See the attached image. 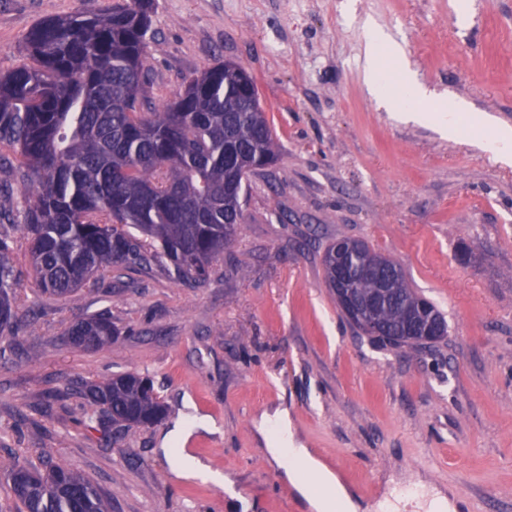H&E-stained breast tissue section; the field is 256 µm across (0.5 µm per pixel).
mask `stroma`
<instances>
[{
  "instance_id": "35a3bbf8",
  "label": "stroma",
  "mask_w": 512,
  "mask_h": 512,
  "mask_svg": "<svg viewBox=\"0 0 512 512\" xmlns=\"http://www.w3.org/2000/svg\"><path fill=\"white\" fill-rule=\"evenodd\" d=\"M115 0H0V71L26 63L39 20ZM154 0L147 96L171 99L232 60L254 77L279 154L250 176L244 222L209 278L166 262L113 270L70 298L14 290L16 352L0 360V457L61 463L111 512H307L260 444L256 417L286 407L315 455L363 501L390 483L446 489L462 512H512V164L477 146L488 117L512 126V0ZM399 42L428 89L463 102L457 135L399 119L364 77L365 21ZM368 241L436 303L431 348L360 335L325 281L336 237ZM110 312L100 351L71 324ZM137 372L168 415L150 427L82 426L85 381ZM221 473H176L174 452Z\"/></svg>"
}]
</instances>
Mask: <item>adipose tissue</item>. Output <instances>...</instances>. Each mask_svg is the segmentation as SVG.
Returning <instances> with one entry per match:
<instances>
[{
  "label": "adipose tissue",
  "mask_w": 512,
  "mask_h": 512,
  "mask_svg": "<svg viewBox=\"0 0 512 512\" xmlns=\"http://www.w3.org/2000/svg\"><path fill=\"white\" fill-rule=\"evenodd\" d=\"M401 58V49L379 28H371L365 45V82L372 94L383 91L380 70L384 56ZM266 453L284 472L286 481L305 500L309 512H361L363 505L339 476L304 448L290 430L285 409L261 416L257 423Z\"/></svg>",
  "instance_id": "adipose-tissue-1"
}]
</instances>
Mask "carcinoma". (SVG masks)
<instances>
[{"label":"carcinoma","mask_w":512,"mask_h":512,"mask_svg":"<svg viewBox=\"0 0 512 512\" xmlns=\"http://www.w3.org/2000/svg\"><path fill=\"white\" fill-rule=\"evenodd\" d=\"M153 0H128L38 21L25 38L33 64L0 73V161L34 198L22 228L39 290L66 298L114 268L146 261V247L178 280L204 281L243 223L247 181L275 162L278 142L266 115L247 111L256 83L219 61L186 81L169 102L143 94ZM11 182H0V224L12 223ZM353 243L351 287L364 297L388 284L377 324L347 321L394 347H431L448 335L438 306L409 284L402 266ZM23 267L0 233V341L12 334L13 288ZM118 335L104 312L74 323L70 342L99 351ZM145 378L114 374L85 386V419L151 426L167 412ZM21 512H110L85 476L55 463L46 470L0 459Z\"/></svg>","instance_id":"carcinoma-1"}]
</instances>
